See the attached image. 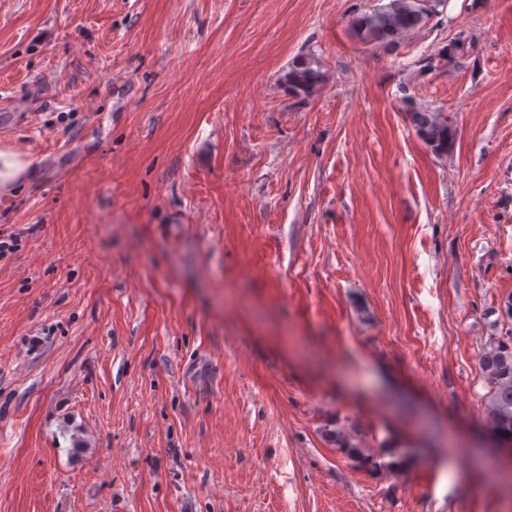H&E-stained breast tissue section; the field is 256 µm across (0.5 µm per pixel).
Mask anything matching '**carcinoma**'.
I'll return each instance as SVG.
<instances>
[{"label":"carcinoma","mask_w":512,"mask_h":512,"mask_svg":"<svg viewBox=\"0 0 512 512\" xmlns=\"http://www.w3.org/2000/svg\"><path fill=\"white\" fill-rule=\"evenodd\" d=\"M429 18L425 0H389L352 21V27L365 43L386 52L394 50L406 34L424 26ZM288 91L308 97L322 84L323 75L316 62L296 61L286 76ZM405 113L417 136L438 156L451 151L454 130L444 113L404 100ZM481 369L488 384L487 430L500 440L512 443V336L504 340L491 338L490 349L481 357Z\"/></svg>","instance_id":"cac0c4a2"}]
</instances>
